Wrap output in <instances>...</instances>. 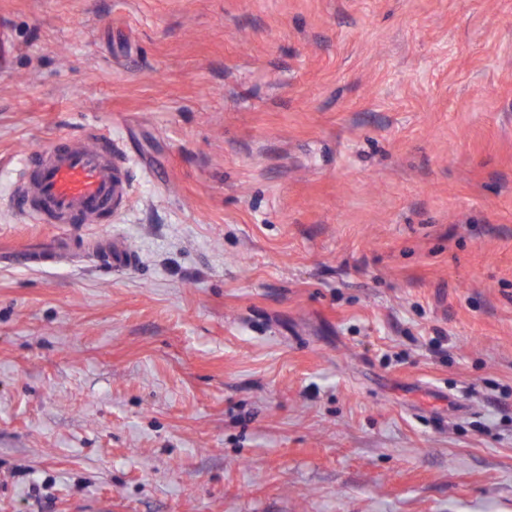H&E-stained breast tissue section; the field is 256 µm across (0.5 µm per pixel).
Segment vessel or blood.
<instances>
[{
  "label": "vessel or blood",
  "instance_id": "b4317fda",
  "mask_svg": "<svg viewBox=\"0 0 512 512\" xmlns=\"http://www.w3.org/2000/svg\"><path fill=\"white\" fill-rule=\"evenodd\" d=\"M128 177L111 136L61 137L34 152L15 187L20 209L37 223L55 225L54 233L0 247V265L44 268L82 259L120 270L133 255L122 238H78L75 226L95 224L127 202Z\"/></svg>",
  "mask_w": 512,
  "mask_h": 512
}]
</instances>
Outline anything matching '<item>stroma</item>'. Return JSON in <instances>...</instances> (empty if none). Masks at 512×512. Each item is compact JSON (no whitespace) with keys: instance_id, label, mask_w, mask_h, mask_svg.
Segmentation results:
<instances>
[{"instance_id":"obj_1","label":"stroma","mask_w":512,"mask_h":512,"mask_svg":"<svg viewBox=\"0 0 512 512\" xmlns=\"http://www.w3.org/2000/svg\"><path fill=\"white\" fill-rule=\"evenodd\" d=\"M0 243L111 134L135 263L0 267V512H512V0H0Z\"/></svg>"}]
</instances>
